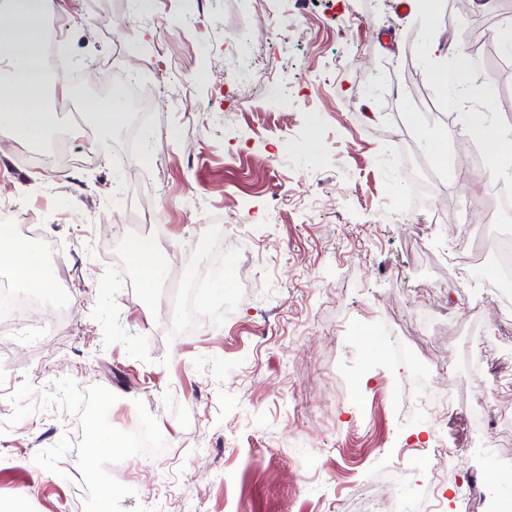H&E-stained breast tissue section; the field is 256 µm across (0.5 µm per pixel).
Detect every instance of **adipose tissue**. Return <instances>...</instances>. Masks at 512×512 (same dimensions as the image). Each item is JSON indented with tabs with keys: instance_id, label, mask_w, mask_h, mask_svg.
<instances>
[{
	"instance_id": "ef3b65f1",
	"label": "adipose tissue",
	"mask_w": 512,
	"mask_h": 512,
	"mask_svg": "<svg viewBox=\"0 0 512 512\" xmlns=\"http://www.w3.org/2000/svg\"><path fill=\"white\" fill-rule=\"evenodd\" d=\"M54 8V0H0V134L15 141L33 140L52 129L58 117L48 98L70 93L66 81L48 70L41 52L46 38L45 17ZM468 66L464 59L456 70L438 67L432 75L448 91L445 102L449 110L462 111L464 134L472 136L488 132L489 127L484 113L463 112L461 99L453 93ZM129 260L139 270L143 288L151 291L162 283L167 267L152 241L140 242ZM0 268L11 270L30 291L46 293L54 288L43 271L41 254L1 232Z\"/></svg>"
}]
</instances>
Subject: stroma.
<instances>
[{"label": "stroma", "mask_w": 512, "mask_h": 512, "mask_svg": "<svg viewBox=\"0 0 512 512\" xmlns=\"http://www.w3.org/2000/svg\"><path fill=\"white\" fill-rule=\"evenodd\" d=\"M502 0H61L66 81L125 88L105 153L71 95L44 139L0 136V202L64 271L70 315L0 336V503L19 512H481L512 494V307L472 276L512 159L463 135L423 53L474 57L467 108L512 131ZM478 22L492 51L466 35ZM453 150L438 183L411 166ZM437 223L419 233L427 208ZM254 261L190 322L127 254L150 224L183 278H211L234 215ZM111 281L109 292L100 284ZM499 416L488 447L473 436ZM117 432L164 437L101 485ZM450 452L437 461L435 445Z\"/></svg>", "instance_id": "stroma-1"}]
</instances>
